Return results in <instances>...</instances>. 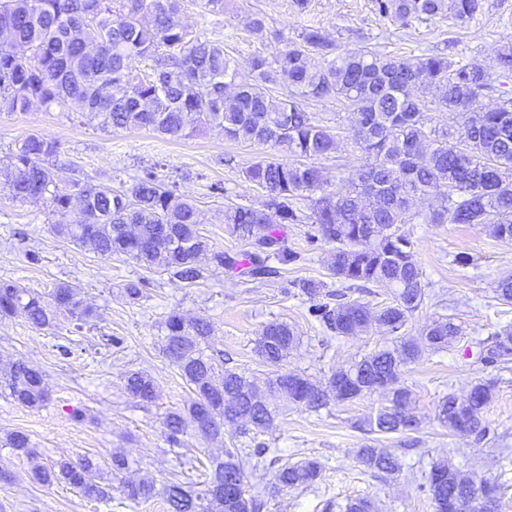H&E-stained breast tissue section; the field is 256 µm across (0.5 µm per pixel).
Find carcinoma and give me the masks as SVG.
<instances>
[{
    "instance_id": "obj_1",
    "label": "carcinoma",
    "mask_w": 512,
    "mask_h": 512,
    "mask_svg": "<svg viewBox=\"0 0 512 512\" xmlns=\"http://www.w3.org/2000/svg\"><path fill=\"white\" fill-rule=\"evenodd\" d=\"M383 19L408 22L448 17L459 24L479 10V0H373ZM263 41L272 36L282 47L251 61V79L237 80L224 45L191 34L183 19V0H0V107L26 111L34 105L66 110L79 104L103 128L149 129L173 139L190 138L212 126L230 141L284 148L297 162L262 159L246 167V182L263 190L264 208L228 207L225 231L247 242L249 250L231 255L214 250L199 228L195 200L176 183L159 179L154 168L142 170L135 184L121 190L92 178L57 184L59 144L30 134L0 158V186L12 200L44 205L55 231L100 257L124 256L147 270L159 269L175 281L202 277L199 259L210 257L218 269L238 278L265 282L304 257L288 248L283 229L310 221V242L333 243L327 259L330 275L345 289L329 290L315 279L289 280L285 293L298 291L309 301V314L330 334L351 336L376 322L394 336L395 345L374 351L317 384L295 371L276 373L260 387L257 381L224 366L223 355L208 352L213 325L206 317L187 320L179 314L165 321L163 351L191 388L189 420L205 439H224V425L243 424L258 435L271 429L278 412L265 393H282L295 405L319 412L333 401H352L379 388H391L386 404L359 423L372 434H411L419 420L409 389L396 385L402 369L426 352H438L461 326L451 317L433 320L420 340L406 327L423 305L428 282L415 258L403 224L416 215L411 203L438 200L422 216L425 224H472L501 240H512V97L492 109L480 99L493 90L491 68L457 64L431 55L400 57L368 48L337 51L321 29L310 28L296 40L272 34L259 16L247 22ZM145 63L146 72L134 63ZM283 86L288 95L276 97ZM336 98L352 103L355 143L366 155L365 169L332 193L321 169L306 160L336 150L335 128L305 111V99ZM455 112L462 134L453 138L432 124V112ZM311 202L305 216L297 201ZM77 204L82 220L68 215ZM394 289L391 304L375 309L348 294L366 285ZM25 314L39 330L55 327L58 316L74 321L75 330L94 318L79 287L61 282L46 296L12 280H0V316ZM299 342L285 322L267 324L255 351L265 363L278 365ZM486 366L506 369L512 363V330L504 329L479 343ZM125 389L143 402L156 398L151 377L135 371ZM494 384L480 381L466 398L443 397L438 421L454 432L481 441L490 428L480 418L491 401ZM0 393L28 407L48 399L45 374L16 360L0 376ZM186 419L166 416L170 442L181 446ZM3 446L26 457L35 455L29 435L8 433ZM270 449L226 448L210 456L201 474H183L164 490L168 512H260L262 503L248 494L245 460H261ZM357 460L366 470L394 474L401 463L384 448L365 445ZM100 464L83 455L50 468L36 466L41 483H64L89 501L111 499L100 485ZM320 466L312 459L285 462L277 469L279 485L312 487ZM424 489L435 512H463L485 489L464 477L448 461L431 466ZM120 491L135 503L155 494L148 481L121 482Z\"/></svg>"
}]
</instances>
